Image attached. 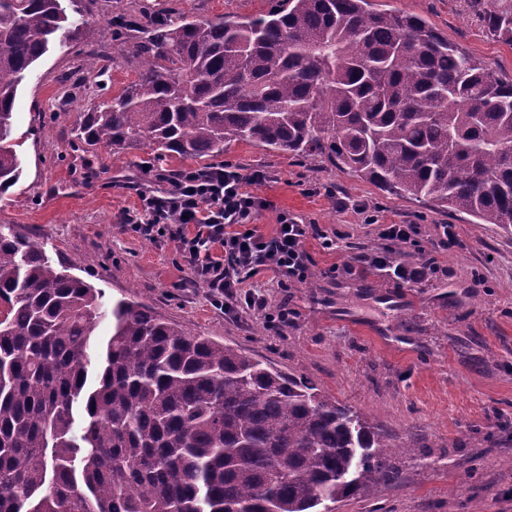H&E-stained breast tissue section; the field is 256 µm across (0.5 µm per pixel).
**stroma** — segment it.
<instances>
[{
    "label": "stroma",
    "instance_id": "obj_1",
    "mask_svg": "<svg viewBox=\"0 0 512 512\" xmlns=\"http://www.w3.org/2000/svg\"><path fill=\"white\" fill-rule=\"evenodd\" d=\"M277 0H94L84 14L86 38L51 48L22 83L14 131L23 173L0 194V225H11L100 289L104 302L131 299L189 333L240 347L315 385L367 415L399 440L416 442L417 458L395 464L401 480L371 496L336 503L335 512H512V233L451 213L425 200L392 195L320 157H296L242 142L206 159L172 157L159 168L204 169L228 164L242 174L260 169L252 185L270 201L255 224L271 232L279 213L337 235L333 249L309 239L310 274L287 288L265 286L268 313L288 308L286 324L251 311L214 308L169 241H145L120 228L140 194L165 189L143 174L148 148L115 152L77 148L73 131L84 112L119 95L137 73L123 51L130 31L112 26L117 13L164 8L198 19L255 16ZM378 9L425 19L449 42L512 77V46L487 35L470 0H373ZM104 73L84 76L89 51ZM379 212L364 223L357 205ZM416 224L417 247H394L395 258L434 257L438 271L406 287L384 274L330 267L383 247L380 224ZM454 225L459 243L438 244V227Z\"/></svg>",
    "mask_w": 512,
    "mask_h": 512
}]
</instances>
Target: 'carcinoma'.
Returning <instances> with one entry per match:
<instances>
[{
	"instance_id": "cac0c4a2",
	"label": "carcinoma",
	"mask_w": 512,
	"mask_h": 512,
	"mask_svg": "<svg viewBox=\"0 0 512 512\" xmlns=\"http://www.w3.org/2000/svg\"><path fill=\"white\" fill-rule=\"evenodd\" d=\"M63 2L0 0L1 194L22 173V81L51 46L85 35ZM471 2L512 45V0ZM143 18L129 20L137 79L84 113L77 147L201 159L246 141L512 229V79L423 18L370 0ZM413 452L238 347L133 301L106 306L0 225V512H331L395 483V455Z\"/></svg>"
}]
</instances>
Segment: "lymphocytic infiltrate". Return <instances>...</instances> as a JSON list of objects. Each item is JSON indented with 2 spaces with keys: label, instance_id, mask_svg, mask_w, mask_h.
I'll list each match as a JSON object with an SVG mask.
<instances>
[{
  "label": "lymphocytic infiltrate",
  "instance_id": "f902f5d3",
  "mask_svg": "<svg viewBox=\"0 0 512 512\" xmlns=\"http://www.w3.org/2000/svg\"><path fill=\"white\" fill-rule=\"evenodd\" d=\"M169 187L160 194L142 196L140 210L126 212L123 222L140 238L174 242L194 281L204 284L214 306L234 313L262 312L267 298L260 285L247 284L249 276L265 270L272 282L286 288L307 279L305 244L315 235L314 225L302 224L280 214L272 233L254 228L256 214L267 208L265 199L251 192L263 182L256 170L243 175L230 165L205 170L184 168L163 175ZM386 248L358 256L364 269H386L400 284L414 287L429 279L433 258L415 263L395 261L391 246H417L416 224H380Z\"/></svg>",
  "mask_w": 512,
  "mask_h": 512
}]
</instances>
